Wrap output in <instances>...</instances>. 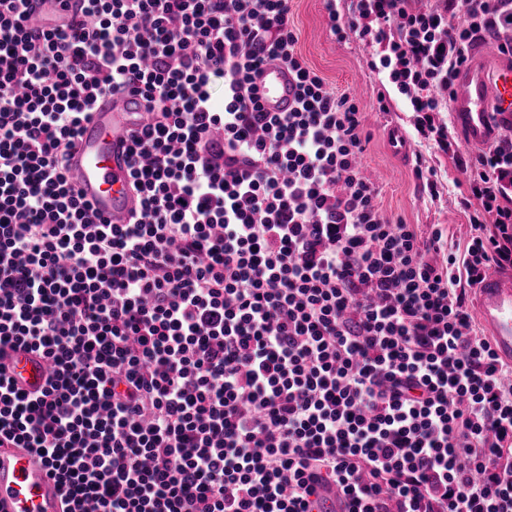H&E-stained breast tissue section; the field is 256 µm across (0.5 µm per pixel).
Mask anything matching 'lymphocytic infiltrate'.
Returning <instances> with one entry per match:
<instances>
[{
    "label": "lymphocytic infiltrate",
    "instance_id": "1",
    "mask_svg": "<svg viewBox=\"0 0 512 512\" xmlns=\"http://www.w3.org/2000/svg\"><path fill=\"white\" fill-rule=\"evenodd\" d=\"M32 9L0 0V447L44 458L65 512H310L329 486L347 512H512V366L463 291L512 267V132L466 159L437 118L478 41L512 52V0H326L465 171L460 251L385 217L292 0H74L49 31ZM269 60L292 111L261 106ZM107 92L151 116L124 224L66 178ZM260 103L267 112H289L294 106L295 81L288 66L278 61L264 63L256 77ZM45 361L37 356L18 353L14 357L13 376L19 386L32 390L42 384Z\"/></svg>",
    "mask_w": 512,
    "mask_h": 512
}]
</instances>
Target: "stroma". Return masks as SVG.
Returning <instances> with one entry per match:
<instances>
[{"instance_id":"stroma-1","label":"stroma","mask_w":512,"mask_h":512,"mask_svg":"<svg viewBox=\"0 0 512 512\" xmlns=\"http://www.w3.org/2000/svg\"><path fill=\"white\" fill-rule=\"evenodd\" d=\"M293 12L298 50L308 66L337 92L353 90L358 95V106L365 114L364 132L369 136L363 167L378 178L379 205L384 214L394 222L419 225L425 232L432 225H442L449 242L464 245L470 235L460 204L465 175L447 154L424 145L412 146L413 158L404 164L392 153L385 138L387 126L412 130L415 114L398 98L391 111H378V92L391 90L392 85L387 74L370 72L372 47L353 38L337 41L330 31L325 0H294ZM418 166L436 172L440 191L437 200L425 199L414 174Z\"/></svg>"}]
</instances>
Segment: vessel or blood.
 <instances>
[{"mask_svg": "<svg viewBox=\"0 0 512 512\" xmlns=\"http://www.w3.org/2000/svg\"><path fill=\"white\" fill-rule=\"evenodd\" d=\"M34 17L47 28L68 20L58 0H38ZM260 103L268 112L294 106L295 81L287 66L264 63L256 77ZM451 119L468 147H483L498 136V118L512 119V55L489 43L477 44L459 67L450 88ZM148 118L140 100L109 95L81 130L69 176L101 216L122 223L135 205L129 187L128 136ZM472 309L498 358L512 363V268L484 274L472 290ZM45 362L16 354L13 376L31 390L42 384ZM345 499L334 489L321 491L312 512H344ZM65 504L47 464L24 448H0V512H64Z\"/></svg>", "mask_w": 512, "mask_h": 512, "instance_id": "obj_1", "label": "vessel or blood"}]
</instances>
